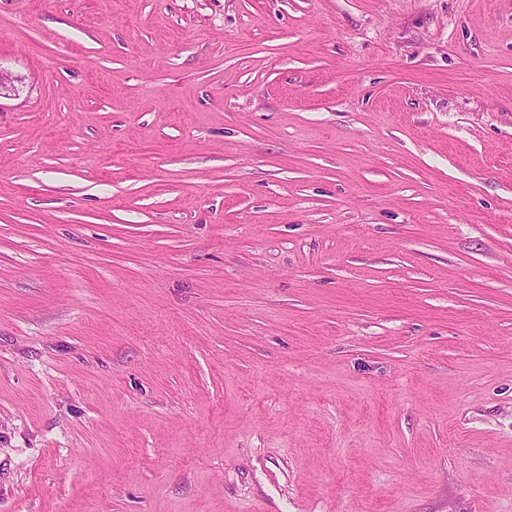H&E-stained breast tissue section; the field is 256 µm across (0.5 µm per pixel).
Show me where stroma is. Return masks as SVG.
<instances>
[{"label":"stroma","mask_w":512,"mask_h":512,"mask_svg":"<svg viewBox=\"0 0 512 512\" xmlns=\"http://www.w3.org/2000/svg\"><path fill=\"white\" fill-rule=\"evenodd\" d=\"M0 512H512V0H0Z\"/></svg>","instance_id":"35a3bbf8"}]
</instances>
